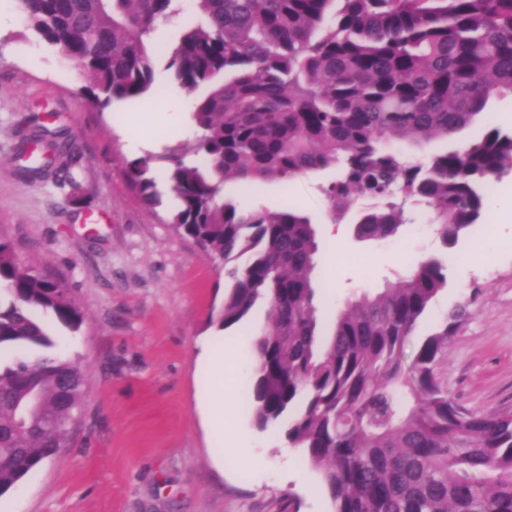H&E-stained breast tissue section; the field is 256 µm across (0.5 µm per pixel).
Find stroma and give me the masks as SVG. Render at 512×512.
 I'll use <instances>...</instances> for the list:
<instances>
[{
    "label": "stroma",
    "mask_w": 512,
    "mask_h": 512,
    "mask_svg": "<svg viewBox=\"0 0 512 512\" xmlns=\"http://www.w3.org/2000/svg\"><path fill=\"white\" fill-rule=\"evenodd\" d=\"M0 236L24 267L61 283L84 320L49 329L58 356L84 376L79 416L62 448L0 495V512H332L320 487L298 484L301 453L279 432H258L243 407L252 337L265 324L258 303L247 321L221 328L224 265L166 221L169 204H146L124 175L149 158L133 151L121 126L126 102L91 106L80 71L28 25L18 0H0ZM150 102L192 111L193 94L157 62ZM33 115L67 129L81 154L76 188L29 182L14 170V148ZM334 171L292 182L229 179L224 194L246 208L289 203L316 225L320 249L312 274L318 320L329 330L350 293L381 287L415 257L441 252L424 212L399 240L360 242L351 225L332 240L319 187ZM485 218L451 248L448 287L405 344L413 354L448 311L469 315L448 340V392L470 410H512V223L498 212L512 193V168L497 182ZM227 359L224 460L216 462L196 389L200 344Z\"/></svg>",
    "instance_id": "obj_1"
}]
</instances>
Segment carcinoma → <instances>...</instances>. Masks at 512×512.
I'll list each match as a JSON object with an SVG mask.
<instances>
[{"mask_svg": "<svg viewBox=\"0 0 512 512\" xmlns=\"http://www.w3.org/2000/svg\"><path fill=\"white\" fill-rule=\"evenodd\" d=\"M32 29L81 62L96 107L150 94L149 37L181 0H18ZM198 22L167 55L189 92L193 137L158 160L178 206L167 219L218 259L245 262L229 279L218 324L260 302L246 405L260 431L277 427L303 452L333 512H512V411L469 410L448 395L455 308L420 342L405 343L448 287L432 254L376 292L353 293L329 334L317 329V231L297 208L245 209L224 181L288 182L335 170L322 193L332 223L350 214L361 241H383L423 206L447 249L491 206L486 186L512 162V130L490 128L423 158L390 144L451 139L492 98L512 96V0H194ZM16 159L31 180L77 189L68 132L34 117ZM158 203L150 161L125 170ZM77 329L84 315L56 281L21 266L0 237V495L61 447L82 403L83 378L58 357L42 317Z\"/></svg>", "mask_w": 512, "mask_h": 512, "instance_id": "carcinoma-1", "label": "carcinoma"}]
</instances>
